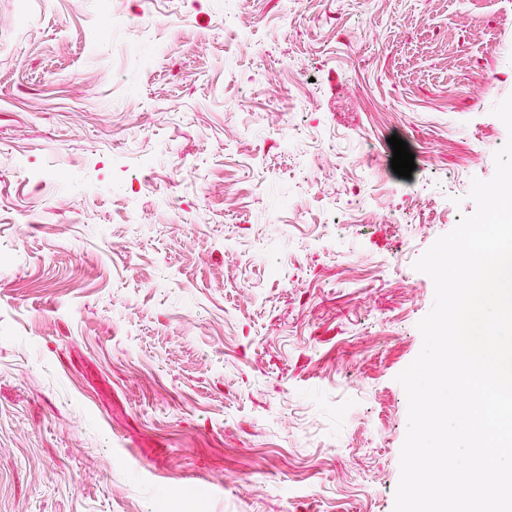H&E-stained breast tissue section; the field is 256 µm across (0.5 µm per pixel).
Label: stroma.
Instances as JSON below:
<instances>
[{"mask_svg": "<svg viewBox=\"0 0 512 512\" xmlns=\"http://www.w3.org/2000/svg\"><path fill=\"white\" fill-rule=\"evenodd\" d=\"M510 95L512 0H0V512H393Z\"/></svg>", "mask_w": 512, "mask_h": 512, "instance_id": "1", "label": "stroma"}]
</instances>
